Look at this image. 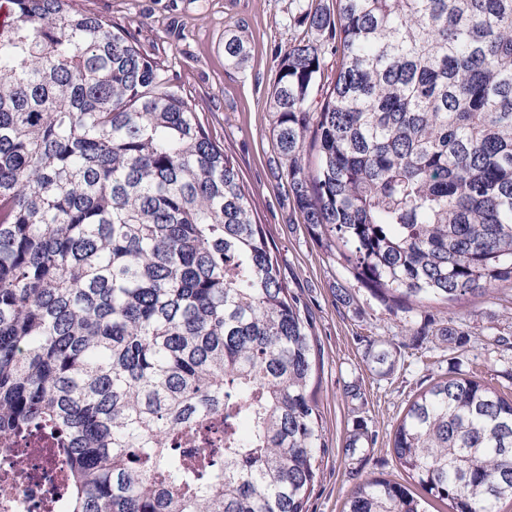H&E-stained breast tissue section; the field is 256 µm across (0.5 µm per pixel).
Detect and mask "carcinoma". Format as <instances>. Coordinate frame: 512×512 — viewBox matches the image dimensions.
Masks as SVG:
<instances>
[{
  "instance_id": "cac0c4a2",
  "label": "carcinoma",
  "mask_w": 512,
  "mask_h": 512,
  "mask_svg": "<svg viewBox=\"0 0 512 512\" xmlns=\"http://www.w3.org/2000/svg\"><path fill=\"white\" fill-rule=\"evenodd\" d=\"M9 2L0 443L51 437L65 512H306L315 340L233 158L134 34L80 0ZM298 22L336 43L328 77L322 45L289 46L268 96L314 234L411 305L512 283V0H336ZM224 59L245 65L241 32ZM369 357L394 369L382 342ZM391 451L451 512H498L512 399L442 377ZM345 512L426 510L375 477Z\"/></svg>"
}]
</instances>
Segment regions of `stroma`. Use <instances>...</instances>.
<instances>
[{
	"label": "stroma",
	"instance_id": "1",
	"mask_svg": "<svg viewBox=\"0 0 512 512\" xmlns=\"http://www.w3.org/2000/svg\"><path fill=\"white\" fill-rule=\"evenodd\" d=\"M137 34L144 53L162 65L195 100L211 138L233 157L278 257L281 275L309 320L318 349L311 387L326 446L307 512H343L353 489L381 477L409 484L391 452L393 432L409 404L439 378L475 375L512 398V285L488 296L409 308L358 282L342 250L314 236L288 193L274 155L268 94L289 45L308 36L302 10L332 9L336 0H83ZM243 30L250 57L244 67L224 61V34ZM350 294L336 300L337 289ZM462 332L448 340V325ZM381 340L397 354L392 373L370 371L366 351ZM367 435L362 448L345 443Z\"/></svg>",
	"mask_w": 512,
	"mask_h": 512
}]
</instances>
